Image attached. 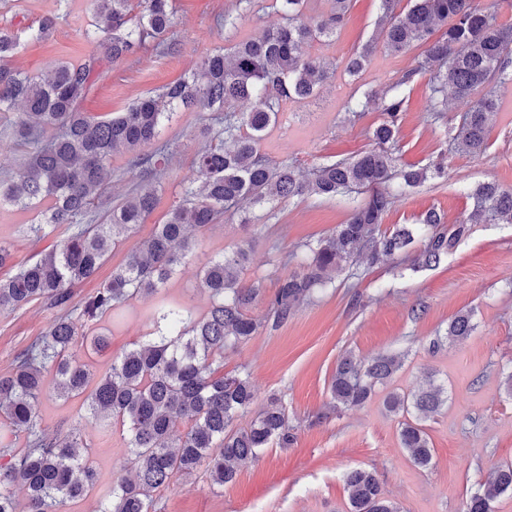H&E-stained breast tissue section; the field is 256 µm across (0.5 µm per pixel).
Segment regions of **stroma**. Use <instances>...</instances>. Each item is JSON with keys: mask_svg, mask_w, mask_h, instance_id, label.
<instances>
[{"mask_svg": "<svg viewBox=\"0 0 512 512\" xmlns=\"http://www.w3.org/2000/svg\"><path fill=\"white\" fill-rule=\"evenodd\" d=\"M238 0H174L169 32L174 51L148 48L114 66L97 81L82 102L86 112L107 116L132 100L188 73L206 53L282 25L284 18L272 0H252L239 11L236 27L218 26V15L236 9ZM237 10V9H236ZM60 14L49 40L22 39L8 63L28 74H40L55 60L78 62L89 50L84 32L94 22L91 0H0V25L19 31L36 26L47 14ZM378 0H353L343 27L329 41L313 42L310 53L337 69L313 98L289 103L278 125L268 130L261 151L269 159L297 160L313 167L369 149L370 130L382 119L380 94L407 68L412 54L389 56L376 51L358 77L345 75L350 56L378 35ZM369 102L362 119L350 122L348 101ZM405 112L397 134L398 155L405 165L438 161L448 148L444 126L425 120L431 89L419 77L401 90ZM499 109L489 124L490 144L482 155L456 154L445 177L428 181L410 193L397 194L382 225L421 223L429 209L455 223L467 212L470 194L482 182L494 180L512 188V81L497 92ZM202 115L176 112L165 121L159 141L170 152L169 166L158 191L154 211L134 234L116 245L94 277L77 284L70 303L79 306L110 280L139 242L162 223L189 175L203 140ZM350 200L305 196L279 203L275 210L256 207L252 226L225 217L197 239L194 256L167 281L162 296L194 313L204 312L210 297L199 276L212 256L243 247L248 261L241 278L272 292L278 277L297 268L290 261L300 245L329 235L346 222ZM35 214L13 206L0 207V242L10 246L13 259L0 267V278L13 276L20 265L51 247L55 236L22 235V225ZM152 303L130 301L118 316L103 319L97 331L108 336V349L86 350L83 359L97 369L142 340L151 330ZM471 311L476 329L461 343L431 350V339L444 333L452 316ZM54 316L40 301L0 313V375L9 373L16 355L43 336ZM388 351L402 356L401 368L365 406L341 414L330 412L328 384L344 354L367 359ZM248 370L254 401L236 427L250 423L271 398H280L295 429V441L271 446L243 465L236 479L212 486L205 471L174 478L157 496L158 512H348L346 475L363 468L375 471L385 495L401 512H461L467 493L478 489L504 462L512 461V395L503 381L512 374V224H477L439 266L413 271L388 264L343 271L286 324L265 327L249 342L224 352V374ZM434 376L448 390V404L424 427L434 448L429 467L415 466L399 441L400 419L386 411L391 392H407ZM82 407L81 399L41 397L35 405L42 429L53 434L66 429ZM82 438L94 457L100 482H108L124 460L121 426L86 424Z\"/></svg>", "mask_w": 512, "mask_h": 512, "instance_id": "1", "label": "stroma"}]
</instances>
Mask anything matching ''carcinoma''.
<instances>
[{
	"label": "carcinoma",
	"instance_id": "1",
	"mask_svg": "<svg viewBox=\"0 0 512 512\" xmlns=\"http://www.w3.org/2000/svg\"><path fill=\"white\" fill-rule=\"evenodd\" d=\"M287 23L236 43L230 53L211 50L182 78L158 93L134 100L125 111L96 117L80 109L92 84L141 48L153 44L172 48L173 0H145L132 14L131 0H94L98 23L86 31L91 46L78 63L55 62L45 76H30L4 63L21 46L18 33L0 29V143L24 147L22 162L0 172V206L35 207L47 202L37 224L22 229L40 238L64 229L52 249L20 266L0 281V311L41 300L57 310L44 336L18 354L12 371L0 376V429L26 437L21 450L0 448V512H18L13 488L26 493L27 512H62L63 506L87 496L96 482L91 451L82 440L83 425L108 419L122 425L127 445L120 475L110 482L102 512H156V493L175 477L199 469L222 487L237 474L239 464L257 458L276 443L295 440L285 408L273 398L246 428H234L238 415L254 399L247 372L221 374L224 349L248 342L267 325L288 322L297 309L331 282L330 274L345 268L374 266L411 259L415 269L438 265L475 224H512V189L494 182L471 194L472 209L453 224L435 211L415 228L400 225L381 230L395 195L386 184L395 180L407 189L447 174L442 162L418 169L400 167L396 133L405 100L399 89L416 77L429 76L432 104L426 121L445 118L454 102L469 108L448 128V153L481 155L489 144L488 113L494 95L483 89L503 83L512 70V27L497 15L474 7L473 0H379L382 49L404 54L423 51L413 66L385 92L383 119L370 132L375 146L353 157L338 159L302 173L294 161L269 164L260 150L264 132L279 120L282 105L314 96L336 74L313 58L308 47L336 36L351 0H332L331 11L314 22L303 19L307 0H275ZM59 16H45L34 38L49 39ZM375 46L352 56L345 72L356 77ZM248 102L246 112L236 111ZM22 105L24 111H14ZM208 113L201 135L205 144L192 171L181 184L180 200L166 220L129 252L125 263L79 308L70 306L71 288L94 276L118 239L144 223L157 203L166 170L167 146L150 151L172 110ZM53 131L49 138L44 132ZM135 156L140 183L109 210L101 209L112 156ZM315 194L322 197L362 196L347 221L332 234L303 244V270L278 280L265 294L240 278L247 259L241 247L210 258L202 280L213 297L198 315L178 304L159 300L152 306L156 322L166 331L145 340L112 360L100 374L76 358L88 344L97 351L107 338L90 324L126 303L160 293L176 269L192 256L191 231L201 232L227 212L264 206ZM419 249L409 255V248ZM263 302L266 315L257 320L249 308ZM475 329L472 314L460 312L448 322L446 335L430 341L437 349L466 340ZM401 366L400 358L379 353L367 360L341 356L329 387L330 408L338 413L364 406L377 386ZM54 371L53 383L46 380ZM57 397L84 396L86 413L78 415L65 435L41 428L35 403L47 392ZM448 405V390L430 384L407 393H391L386 409L404 417L400 445L420 467L433 457L422 422ZM179 419L189 422L182 434L173 431ZM349 512H399L385 497L375 473H348ZM512 494V462L498 466L493 477L466 496L462 512H493L494 502Z\"/></svg>",
	"mask_w": 512,
	"mask_h": 512
}]
</instances>
